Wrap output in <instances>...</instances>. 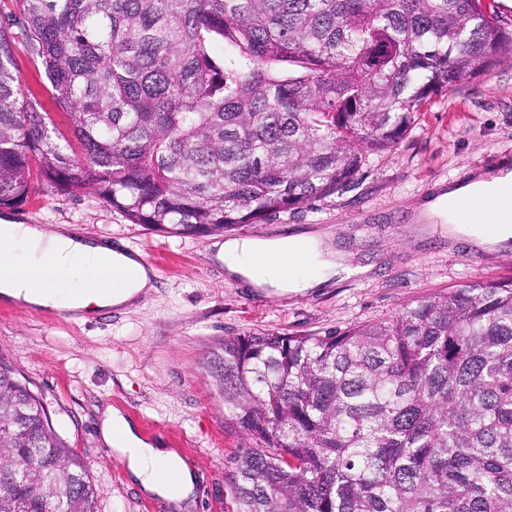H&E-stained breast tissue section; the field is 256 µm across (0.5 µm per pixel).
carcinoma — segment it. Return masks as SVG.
<instances>
[{
  "instance_id": "cac0c4a2",
  "label": "carcinoma",
  "mask_w": 512,
  "mask_h": 512,
  "mask_svg": "<svg viewBox=\"0 0 512 512\" xmlns=\"http://www.w3.org/2000/svg\"><path fill=\"white\" fill-rule=\"evenodd\" d=\"M511 43L487 0H0V209L94 187L194 236L302 208ZM19 44L68 133L25 98ZM223 351L226 420L256 443L234 458L242 512H512V281ZM0 457V512H97L2 364Z\"/></svg>"
}]
</instances>
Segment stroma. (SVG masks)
Instances as JSON below:
<instances>
[{"mask_svg":"<svg viewBox=\"0 0 512 512\" xmlns=\"http://www.w3.org/2000/svg\"><path fill=\"white\" fill-rule=\"evenodd\" d=\"M23 92L67 118L41 66L16 48ZM512 167V52L466 77L421 112L397 147L369 155L349 189L233 229L238 238L330 236L367 274L278 295L227 277L219 234L177 237L130 223L98 190L33 193L8 214L22 224H66L111 244L141 249L155 290L133 306L86 320L43 309L0 310V362L42 400L82 458L98 512H176L145 494L105 443L106 409L146 441L176 451L197 478L186 512H241L232 460L251 439L224 424V389L211 374L225 337L278 332L325 335L374 322L415 300L464 284L512 279V239L486 247L417 221L423 202L451 183Z\"/></svg>","mask_w":512,"mask_h":512,"instance_id":"stroma-1","label":"stroma"}]
</instances>
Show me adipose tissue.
Returning <instances> with one entry per match:
<instances>
[{
    "instance_id": "obj_1",
    "label": "adipose tissue",
    "mask_w": 512,
    "mask_h": 512,
    "mask_svg": "<svg viewBox=\"0 0 512 512\" xmlns=\"http://www.w3.org/2000/svg\"><path fill=\"white\" fill-rule=\"evenodd\" d=\"M509 190L512 168L504 166L450 184L429 197L422 215L442 219L451 230L474 238L478 245L503 243L512 237V212L486 211L474 222L464 223L455 215V204L478 194ZM216 248L228 277L263 291L298 293L365 272L364 267L345 262L342 254L326 253L323 241L312 236L227 238ZM154 287V272L138 254L78 236L62 224L33 228L0 223L1 303L91 312L130 305ZM101 432L146 493L178 504L190 500L194 478L175 452L143 440L128 419L113 409L105 412Z\"/></svg>"
}]
</instances>
